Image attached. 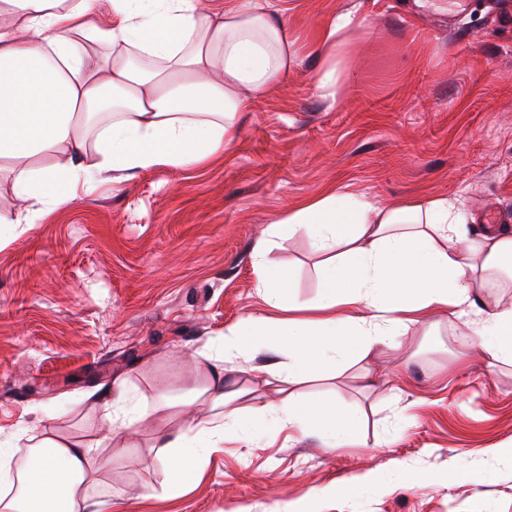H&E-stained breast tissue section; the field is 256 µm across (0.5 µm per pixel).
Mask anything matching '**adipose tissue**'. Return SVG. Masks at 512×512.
<instances>
[{
	"instance_id": "ef3b65f1",
	"label": "adipose tissue",
	"mask_w": 512,
	"mask_h": 512,
	"mask_svg": "<svg viewBox=\"0 0 512 512\" xmlns=\"http://www.w3.org/2000/svg\"><path fill=\"white\" fill-rule=\"evenodd\" d=\"M295 57L271 0H0V175L25 203L0 224L32 223L34 205L68 204L108 175L209 160ZM301 228L321 257L320 292L307 304L265 259L270 239ZM254 258L266 301L284 316H245L186 400L159 396L154 446L168 494L245 418L346 445L361 410L306 399L300 384L368 370L428 312L464 318L462 353L512 364V301L488 287L490 274L512 270V229L472 233L451 200L379 206L332 191L273 222ZM259 347L282 362L227 382L225 365ZM13 463L0 448V477L17 480L0 491V512H101L103 467L91 449L41 437L21 470Z\"/></svg>"
}]
</instances>
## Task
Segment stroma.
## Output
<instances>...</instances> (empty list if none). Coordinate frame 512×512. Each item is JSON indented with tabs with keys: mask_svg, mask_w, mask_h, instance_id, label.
Masks as SVG:
<instances>
[{
	"mask_svg": "<svg viewBox=\"0 0 512 512\" xmlns=\"http://www.w3.org/2000/svg\"><path fill=\"white\" fill-rule=\"evenodd\" d=\"M297 48L287 77L240 116L222 155L103 182L32 224H0V448L45 430L98 449L125 512H282L331 488L320 512H512V365L455 355L448 315L411 327L399 351L332 382L360 406L361 442L259 431L206 457L163 493L150 446L158 394L181 395L202 348L249 314L274 316L253 254L267 228L329 189L383 205L446 197L474 222L512 227V0H273ZM361 23L321 86L318 37ZM300 301L319 287L305 234L280 242ZM138 401L112 454L106 415ZM141 417L142 414L139 413L137 407L126 410L123 406L113 408L112 414L109 413L107 417L112 424L113 456L127 460L132 466L138 465L141 458L132 450L136 447L127 439L125 431L129 430Z\"/></svg>",
	"mask_w": 512,
	"mask_h": 512,
	"instance_id": "obj_1",
	"label": "stroma"
}]
</instances>
